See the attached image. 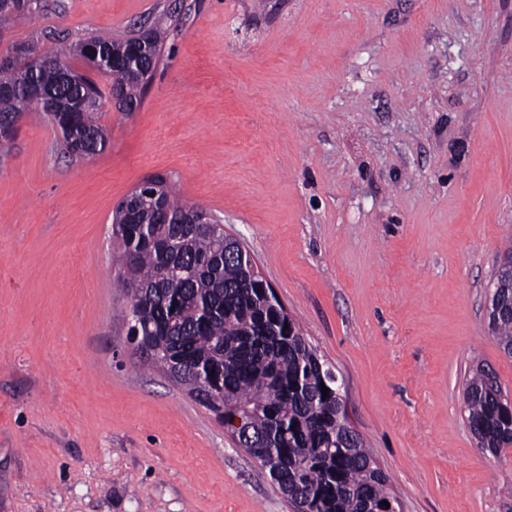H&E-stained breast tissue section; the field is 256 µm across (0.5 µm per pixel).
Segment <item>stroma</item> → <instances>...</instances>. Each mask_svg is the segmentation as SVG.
Returning a JSON list of instances; mask_svg holds the SVG:
<instances>
[{
    "label": "stroma",
    "mask_w": 512,
    "mask_h": 512,
    "mask_svg": "<svg viewBox=\"0 0 512 512\" xmlns=\"http://www.w3.org/2000/svg\"><path fill=\"white\" fill-rule=\"evenodd\" d=\"M171 25L103 151L21 117L0 154V512H296L128 337L112 213L161 176L237 238L346 387L400 512H512L465 374L512 245V0H40L64 50Z\"/></svg>",
    "instance_id": "stroma-1"
}]
</instances>
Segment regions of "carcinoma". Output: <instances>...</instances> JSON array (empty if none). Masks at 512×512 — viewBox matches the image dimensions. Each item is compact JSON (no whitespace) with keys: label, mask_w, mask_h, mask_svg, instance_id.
Listing matches in <instances>:
<instances>
[{"label":"carcinoma","mask_w":512,"mask_h":512,"mask_svg":"<svg viewBox=\"0 0 512 512\" xmlns=\"http://www.w3.org/2000/svg\"><path fill=\"white\" fill-rule=\"evenodd\" d=\"M27 9L0 8V30L34 20ZM168 16L149 29L153 55L160 58ZM106 50V68L84 52L85 44ZM79 43L73 55L86 65L79 82H63L50 62L19 57L20 45L0 54V125L38 112L60 126L66 152L92 156L107 142V130L95 121L104 99L126 95V112L141 103L142 90L131 76L134 37L98 35ZM107 75L105 86L90 76ZM61 102L82 99L83 112H50L34 94ZM171 218L195 206L180 202L171 187L164 191ZM171 225L156 223L155 214L123 199L112 219V233L125 246L127 271L122 287L136 300L129 335L147 359L165 373L180 376L189 393L201 389L214 397L207 404L224 410V421L239 414L252 427L249 450L289 499L301 497L303 512H374L389 498L387 477L362 438L345 437V418L325 362L307 341L279 300L260 288H244L249 253L224 258V231L195 232L177 254H163L159 244ZM499 316L488 330L501 349L512 351V274L499 269L492 283ZM494 370L472 367L465 379L463 402L467 422L481 450L495 457L512 447V410L500 395ZM328 388L322 397V388ZM296 428H291V425Z\"/></svg>","instance_id":"obj_1"}]
</instances>
